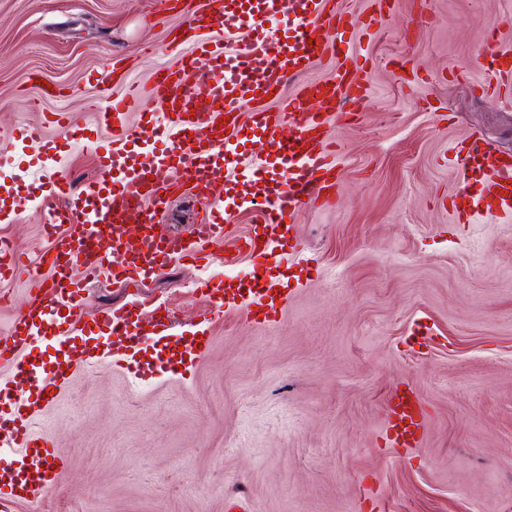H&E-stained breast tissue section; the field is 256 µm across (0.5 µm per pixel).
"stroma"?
Returning a JSON list of instances; mask_svg holds the SVG:
<instances>
[{
  "label": "stroma",
  "instance_id": "1",
  "mask_svg": "<svg viewBox=\"0 0 512 512\" xmlns=\"http://www.w3.org/2000/svg\"><path fill=\"white\" fill-rule=\"evenodd\" d=\"M199 2L0 0V238L29 256L0 283V335L48 246L33 201L44 176L29 165L39 146L22 144L23 129L41 126L76 187L99 179V82L113 62L144 82L174 65L172 33ZM328 6L360 17L351 49L371 92L337 129L335 207L301 213L294 250L267 260L282 310L260 324L201 292L206 280L250 283L233 247L253 226L247 211L210 270L172 262L135 287L91 288L88 312L143 293L210 346L191 376L139 388L113 364L76 369L39 413L63 489L13 512H512V219L470 223L453 209L467 135L512 154V95H483L474 58L489 32L512 45V0H430L422 24L414 0L374 23L372 0ZM48 112L72 113L85 141L60 140ZM404 383L424 402L423 436L386 448V396Z\"/></svg>",
  "mask_w": 512,
  "mask_h": 512
}]
</instances>
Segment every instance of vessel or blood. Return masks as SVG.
Listing matches in <instances>:
<instances>
[{"label":"vessel or blood","mask_w":512,"mask_h":512,"mask_svg":"<svg viewBox=\"0 0 512 512\" xmlns=\"http://www.w3.org/2000/svg\"><path fill=\"white\" fill-rule=\"evenodd\" d=\"M285 10L294 22L269 28ZM352 25L350 12L328 13L325 0H207L187 22L192 50L177 68L158 70L147 85L128 82L121 99L101 88L97 124L111 134L99 156L103 176L79 189L61 173L42 183L37 203L50 243L49 274L37 277L36 293L11 332L0 336V364L28 386L22 397L0 388L1 487L40 497L59 489L64 467L56 461L50 432H36V418L69 382L70 372L89 362L91 349L122 356L127 374L140 381L165 371L192 372L204 353L207 339L193 337L189 348H182L168 320L146 322L127 309L102 312L98 321L110 333L99 341L78 325L92 280L125 284L148 279L174 260L213 263L209 247L223 241V224L206 216L187 230L171 229L162 222L169 203L187 198L206 206L220 199L228 219L241 210L252 212L261 232L244 243L256 265L288 246L301 211L335 206L340 144L332 140L328 123L351 117L354 107L365 103L370 74L354 55L344 56L334 79H312L308 73L326 49L350 45ZM216 27L223 38L211 37ZM240 34L245 42L229 45V38ZM475 59L487 87L512 88V49L496 36L482 40ZM296 78L301 84L285 111L258 108V101ZM154 100L163 103L162 113L149 109ZM139 103L146 106L145 118L131 139L126 117ZM48 122L62 140L83 137L68 113H51ZM159 141L165 149L157 154L152 147ZM254 141L260 152L250 150ZM458 153L459 178L481 187L468 204L469 216L494 223L512 215V155L474 134ZM243 169L256 171V178L240 179ZM136 214L142 220L132 246L130 220ZM22 256L21 248L0 239L1 282L12 277ZM247 297L269 314L283 302L271 285ZM47 334L54 345L44 361L33 357L32 348ZM148 342L153 352L145 358L141 350ZM386 406L385 445L417 447L424 427L417 391L394 388ZM19 453L25 457L21 466L6 465V458Z\"/></svg>","instance_id":"vessel-or-blood-1"}]
</instances>
